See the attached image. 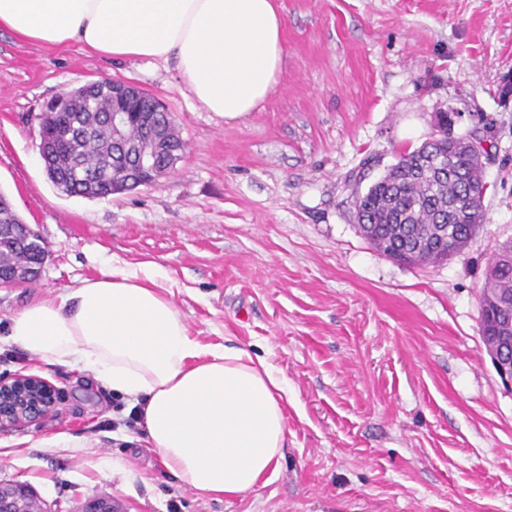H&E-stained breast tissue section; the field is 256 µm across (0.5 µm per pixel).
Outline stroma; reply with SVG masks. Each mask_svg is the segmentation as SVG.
I'll return each instance as SVG.
<instances>
[{
  "mask_svg": "<svg viewBox=\"0 0 512 512\" xmlns=\"http://www.w3.org/2000/svg\"><path fill=\"white\" fill-rule=\"evenodd\" d=\"M285 57L267 100L227 123L174 64L46 48L0 30V192L48 251L0 288V376L62 395L43 423L0 428V481L42 512L108 496L117 512H512V388L479 334V287L512 238V0H277ZM130 83L186 147L155 184L70 196L48 179L38 117L60 93ZM455 113L485 134L484 226L450 260L406 266L362 236L354 195ZM154 263L203 342L287 376L288 446L270 482L224 499L176 480L89 374L7 345L26 305L113 263Z\"/></svg>",
  "mask_w": 512,
  "mask_h": 512,
  "instance_id": "35a3bbf8",
  "label": "stroma"
}]
</instances>
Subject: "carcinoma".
<instances>
[{
    "instance_id": "carcinoma-1",
    "label": "carcinoma",
    "mask_w": 512,
    "mask_h": 512,
    "mask_svg": "<svg viewBox=\"0 0 512 512\" xmlns=\"http://www.w3.org/2000/svg\"><path fill=\"white\" fill-rule=\"evenodd\" d=\"M112 81H97L69 91V111L51 109L39 118L41 149L55 146V166L47 171L51 182L66 194L88 198L118 192L112 181L121 167L112 162L118 141L112 138V126L106 114L112 111ZM150 95L140 98L141 111L129 125L128 140L139 138L148 130L162 128L173 147L185 150L177 127L171 119L149 107ZM448 154L451 176H440L438 169L423 173L428 157L416 149L403 155L363 194L355 195L357 221L370 225L365 238L385 257L409 244L419 249L420 258L439 261L451 251L469 244L470 225L454 201L471 192L483 202L482 162L459 149L450 139L435 146ZM448 225V237L436 234L438 225ZM25 230L22 218L5 195L0 194V279L11 280L22 269L33 280L42 267L47 251L40 235L27 232L20 243L14 235ZM499 265L484 272L480 299L488 306H502L501 312L512 323V240L498 245Z\"/></svg>"
}]
</instances>
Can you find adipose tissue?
<instances>
[{"mask_svg": "<svg viewBox=\"0 0 512 512\" xmlns=\"http://www.w3.org/2000/svg\"><path fill=\"white\" fill-rule=\"evenodd\" d=\"M49 48L174 63L191 94L238 122L285 54L276 0H0V30ZM154 266L113 267L26 306L6 343L91 372L137 407L148 448L182 484L233 497L276 476L286 376L243 347L193 336Z\"/></svg>", "mask_w": 512, "mask_h": 512, "instance_id": "adipose-tissue-1", "label": "adipose tissue"}]
</instances>
